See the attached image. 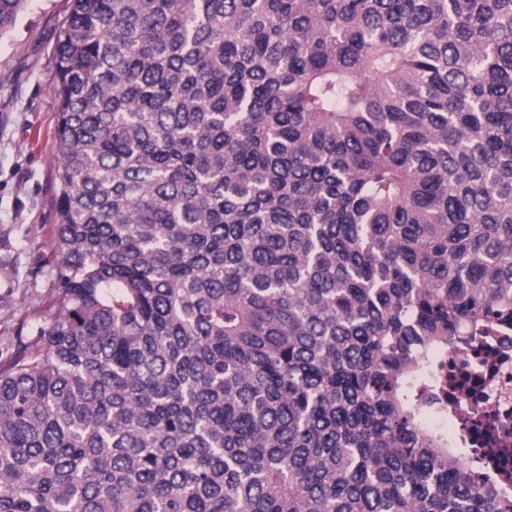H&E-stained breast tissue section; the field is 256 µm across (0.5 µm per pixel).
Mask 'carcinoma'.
Instances as JSON below:
<instances>
[{
	"label": "carcinoma",
	"mask_w": 512,
	"mask_h": 512,
	"mask_svg": "<svg viewBox=\"0 0 512 512\" xmlns=\"http://www.w3.org/2000/svg\"><path fill=\"white\" fill-rule=\"evenodd\" d=\"M54 53L0 512H512L423 398L512 326V0H70Z\"/></svg>",
	"instance_id": "carcinoma-1"
}]
</instances>
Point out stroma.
<instances>
[{
    "label": "stroma",
    "instance_id": "1",
    "mask_svg": "<svg viewBox=\"0 0 512 512\" xmlns=\"http://www.w3.org/2000/svg\"><path fill=\"white\" fill-rule=\"evenodd\" d=\"M69 0H28L0 35V364L56 308L54 49Z\"/></svg>",
    "mask_w": 512,
    "mask_h": 512
}]
</instances>
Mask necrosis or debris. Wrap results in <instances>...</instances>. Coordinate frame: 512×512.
I'll use <instances>...</instances> for the list:
<instances>
[{"mask_svg": "<svg viewBox=\"0 0 512 512\" xmlns=\"http://www.w3.org/2000/svg\"><path fill=\"white\" fill-rule=\"evenodd\" d=\"M443 364L425 394L445 400L449 414L457 416L448 437L463 449L464 463L498 474L496 449L512 448V330L491 328L466 337L459 355Z\"/></svg>", "mask_w": 512, "mask_h": 512, "instance_id": "1", "label": "necrosis or debris"}]
</instances>
